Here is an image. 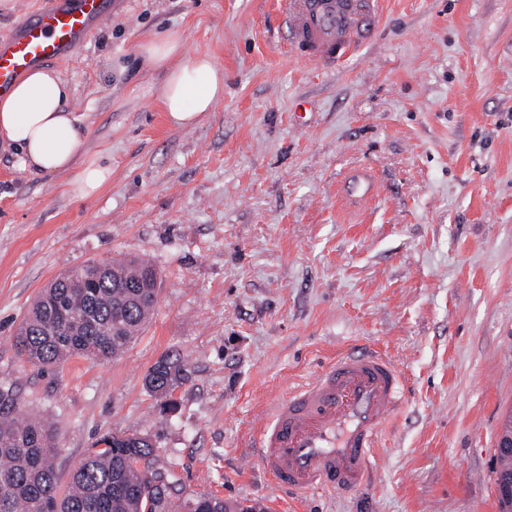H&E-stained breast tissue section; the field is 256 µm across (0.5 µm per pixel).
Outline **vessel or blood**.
<instances>
[{
    "label": "vessel or blood",
    "mask_w": 512,
    "mask_h": 512,
    "mask_svg": "<svg viewBox=\"0 0 512 512\" xmlns=\"http://www.w3.org/2000/svg\"><path fill=\"white\" fill-rule=\"evenodd\" d=\"M111 10V0H43L31 19L0 34V94L32 68L82 50ZM285 20L290 51L333 66L354 52L373 15L367 0H287ZM401 391L392 360L350 348L275 403L253 439L254 460L280 488L353 491L369 476Z\"/></svg>",
    "instance_id": "1"
}]
</instances>
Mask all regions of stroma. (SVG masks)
Listing matches in <instances>:
<instances>
[{
  "label": "stroma",
  "instance_id": "35a3bbf8",
  "mask_svg": "<svg viewBox=\"0 0 512 512\" xmlns=\"http://www.w3.org/2000/svg\"><path fill=\"white\" fill-rule=\"evenodd\" d=\"M336 68L284 51V0H121L55 69L87 136L78 165L112 170L93 197L70 174L22 171L0 148V386L54 422L58 486L91 443L148 434L178 480L264 512H500L512 410V0H377ZM176 31L224 70V96L173 124L163 70L139 51ZM129 60L107 74L108 58ZM375 194L350 202L348 174ZM140 255L158 303L119 357L22 362L37 293L91 259ZM401 368L398 414L360 492L297 496L243 467L257 418L339 352ZM176 410L146 385L163 357Z\"/></svg>",
  "mask_w": 512,
  "mask_h": 512
}]
</instances>
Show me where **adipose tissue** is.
Wrapping results in <instances>:
<instances>
[{
	"label": "adipose tissue",
	"instance_id": "adipose-tissue-1",
	"mask_svg": "<svg viewBox=\"0 0 512 512\" xmlns=\"http://www.w3.org/2000/svg\"><path fill=\"white\" fill-rule=\"evenodd\" d=\"M181 40L168 33L146 43L143 52L165 79L161 100L172 122L194 123L212 111L224 93V74L207 56L179 59ZM67 80L57 71L35 68L0 98V140L20 155L22 167L34 174L73 172L74 195L86 198L110 179L109 167L89 164L75 169L79 148L86 137L80 117L66 109Z\"/></svg>",
	"mask_w": 512,
	"mask_h": 512
}]
</instances>
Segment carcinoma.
Wrapping results in <instances>:
<instances>
[{
    "label": "carcinoma",
    "mask_w": 512,
    "mask_h": 512,
    "mask_svg": "<svg viewBox=\"0 0 512 512\" xmlns=\"http://www.w3.org/2000/svg\"><path fill=\"white\" fill-rule=\"evenodd\" d=\"M98 279L90 293L74 280ZM159 273L144 259L91 260L66 270L40 290L14 336L18 353L42 368L83 356L108 361L138 335L157 303ZM184 380L179 362L158 361L146 377L158 395ZM58 491L56 433L52 425L22 416L16 395L0 388V512H173L175 476L156 466L143 434L113 430L98 438ZM185 512H257L230 508L198 493Z\"/></svg>",
    "instance_id": "carcinoma-1"
}]
</instances>
